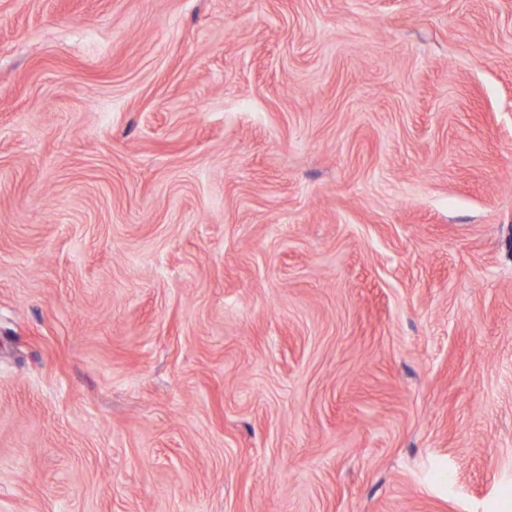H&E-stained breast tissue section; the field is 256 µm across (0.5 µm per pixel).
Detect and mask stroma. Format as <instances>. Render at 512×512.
Masks as SVG:
<instances>
[{
    "label": "stroma",
    "mask_w": 512,
    "mask_h": 512,
    "mask_svg": "<svg viewBox=\"0 0 512 512\" xmlns=\"http://www.w3.org/2000/svg\"><path fill=\"white\" fill-rule=\"evenodd\" d=\"M0 512H512V0H0Z\"/></svg>",
    "instance_id": "stroma-1"
}]
</instances>
